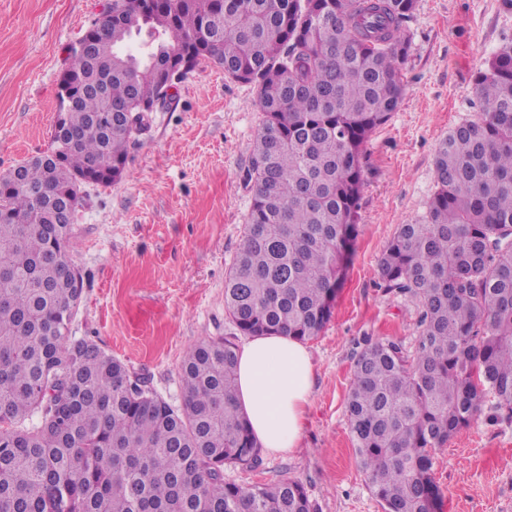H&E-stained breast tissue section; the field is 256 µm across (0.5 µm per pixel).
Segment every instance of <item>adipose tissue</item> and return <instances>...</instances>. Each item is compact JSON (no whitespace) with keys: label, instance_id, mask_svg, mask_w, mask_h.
Masks as SVG:
<instances>
[{"label":"adipose tissue","instance_id":"ef3b65f1","mask_svg":"<svg viewBox=\"0 0 512 512\" xmlns=\"http://www.w3.org/2000/svg\"><path fill=\"white\" fill-rule=\"evenodd\" d=\"M312 354L290 336H258L238 354L237 403L267 453L297 448L313 386Z\"/></svg>","mask_w":512,"mask_h":512}]
</instances>
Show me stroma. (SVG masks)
I'll return each instance as SVG.
<instances>
[{
	"instance_id": "35a3bbf8",
	"label": "stroma",
	"mask_w": 512,
	"mask_h": 512,
	"mask_svg": "<svg viewBox=\"0 0 512 512\" xmlns=\"http://www.w3.org/2000/svg\"><path fill=\"white\" fill-rule=\"evenodd\" d=\"M103 0H0V175L47 152L57 83ZM398 109L365 146L355 252L331 321L309 341L314 381L298 448L228 467L243 487L302 482L313 512H383L352 446L345 413L356 353L389 339L413 353L422 304L378 285V261L400 225L420 221L435 191L439 143L478 120L474 75L504 40L501 0H417ZM150 112L124 176L84 189L68 254L84 277L71 336L97 343L131 376L181 406L180 365L193 345L245 337L224 306L243 244L246 182L264 116L252 85L205 60ZM440 512H512V419L479 418L434 456Z\"/></svg>"
}]
</instances>
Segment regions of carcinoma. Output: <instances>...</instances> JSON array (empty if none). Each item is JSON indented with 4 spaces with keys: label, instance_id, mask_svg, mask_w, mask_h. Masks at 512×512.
I'll use <instances>...</instances> for the list:
<instances>
[{
    "label": "carcinoma",
    "instance_id": "1",
    "mask_svg": "<svg viewBox=\"0 0 512 512\" xmlns=\"http://www.w3.org/2000/svg\"><path fill=\"white\" fill-rule=\"evenodd\" d=\"M416 0H112L88 81L66 113L73 148L22 164L34 197L0 176V512H312L287 479L241 487L260 446L237 406L238 349L204 340L181 362L183 405L133 382L96 343L71 340L83 276L66 255L92 168L125 173L128 114L207 58L257 87L264 112L247 182L244 243L225 310L248 336L315 339L356 239L364 147L403 93ZM481 117L439 144L423 219L402 224L378 284L423 305L413 355L357 353L346 401L356 456L383 512H437V450L494 400L512 417V42L475 75ZM112 113V126L96 118Z\"/></svg>",
    "mask_w": 512,
    "mask_h": 512
}]
</instances>
